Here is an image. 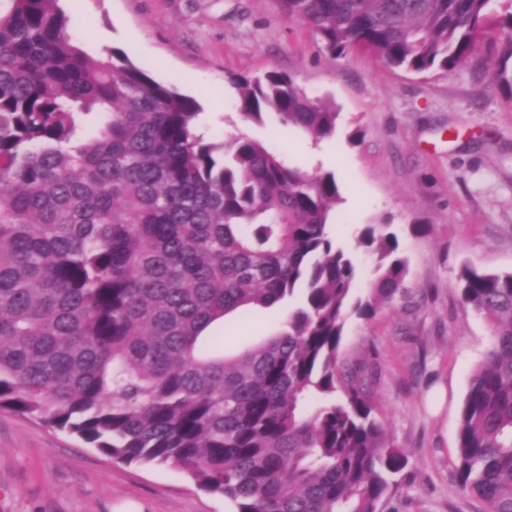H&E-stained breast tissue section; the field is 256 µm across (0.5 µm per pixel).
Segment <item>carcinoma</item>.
I'll return each mask as SVG.
<instances>
[{
	"label": "carcinoma",
	"mask_w": 512,
	"mask_h": 512,
	"mask_svg": "<svg viewBox=\"0 0 512 512\" xmlns=\"http://www.w3.org/2000/svg\"><path fill=\"white\" fill-rule=\"evenodd\" d=\"M0 12V409L108 458L168 464L234 512H380L408 460L376 417V364L340 360L345 321L408 296L387 224L369 295L330 236L332 173L246 134L198 132L200 104L119 48L78 44L58 0ZM491 0H279L330 54L450 72L487 33ZM490 82L512 99V0ZM237 108L315 141L337 112L287 73L237 76ZM490 344L460 414L457 475L512 512V271L464 268ZM288 304L281 331L227 355L212 325Z\"/></svg>",
	"instance_id": "1"
}]
</instances>
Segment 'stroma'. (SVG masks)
Masks as SVG:
<instances>
[{
  "instance_id": "stroma-1",
  "label": "stroma",
  "mask_w": 512,
  "mask_h": 512,
  "mask_svg": "<svg viewBox=\"0 0 512 512\" xmlns=\"http://www.w3.org/2000/svg\"><path fill=\"white\" fill-rule=\"evenodd\" d=\"M88 54L119 48L194 97L207 138L245 133L291 164L336 176L331 233L357 261L369 293L374 260L357 245L367 224L390 225L408 260L411 303L350 316L341 356L377 361L379 418L408 457L382 512H484L456 475L457 431L469 380L489 345L465 307L463 266L512 271V102L489 84L491 42L455 71L391 70L356 50H322L277 0H60ZM288 73L332 103L321 141L268 118L246 123L234 76ZM429 230L417 235L413 225ZM285 308L245 312L215 328L231 351L278 332ZM0 512H230L182 471L111 460L70 435L0 410Z\"/></svg>"
}]
</instances>
